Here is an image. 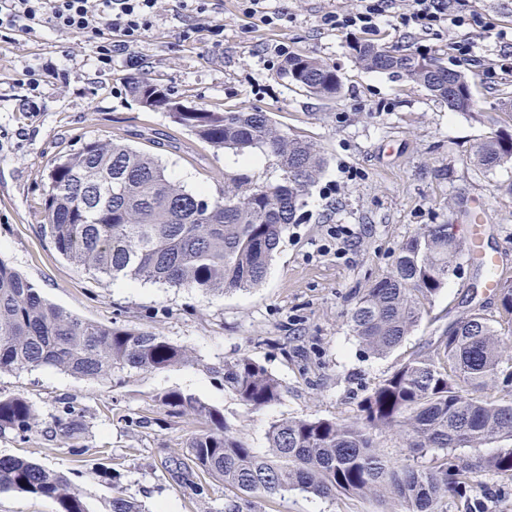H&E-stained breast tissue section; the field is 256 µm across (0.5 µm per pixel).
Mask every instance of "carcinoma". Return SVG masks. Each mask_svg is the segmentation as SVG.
Wrapping results in <instances>:
<instances>
[{
  "label": "carcinoma",
  "mask_w": 512,
  "mask_h": 512,
  "mask_svg": "<svg viewBox=\"0 0 512 512\" xmlns=\"http://www.w3.org/2000/svg\"><path fill=\"white\" fill-rule=\"evenodd\" d=\"M358 65L391 72L427 89L453 110L473 101L464 75L435 54L398 53L371 42L353 46ZM320 97L340 93L337 70L293 55L281 72ZM171 121L198 140L237 155L262 154L278 179L257 184L224 173V192L206 198L174 181L161 160L115 139L90 140L55 163L46 179L43 230L57 252L95 277L133 280L205 293L246 291L267 276L284 231L302 219L305 197L326 165L317 144L291 138L261 110L174 112ZM474 162L487 171L512 164V139L486 138ZM459 244L447 224H427L395 254L350 312L352 331L376 355L401 344L425 303L455 272ZM497 314L470 312L448 326L430 352L402 364L363 400L353 420L284 418L266 432L269 452L244 446L223 413L192 395L169 392L164 406L204 421L188 443L186 476L201 472L233 494L225 512L259 496L268 501L300 489L317 497L372 499L386 512H448L468 499L482 472L512 480V448L487 458L455 456L456 448L512 441V280L496 288ZM187 360L185 349L159 334L86 322L49 303L40 288L0 259V372L53 367L79 378L162 370ZM494 381L500 398H484ZM224 385L252 410L281 397V385L250 357L224 361ZM60 438L79 430L74 410L56 419ZM23 395L0 396V435L36 432ZM399 440V457L377 436ZM53 499L58 512H90L79 491L57 472L19 457H0V492ZM107 512H145L135 499L112 496Z\"/></svg>",
  "instance_id": "1"
}]
</instances>
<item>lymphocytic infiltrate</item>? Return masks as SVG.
Listing matches in <instances>:
<instances>
[{
	"label": "lymphocytic infiltrate",
	"mask_w": 512,
	"mask_h": 512,
	"mask_svg": "<svg viewBox=\"0 0 512 512\" xmlns=\"http://www.w3.org/2000/svg\"><path fill=\"white\" fill-rule=\"evenodd\" d=\"M159 0H0V41L14 35L36 36L43 21L71 34L96 33L97 72L112 67L115 53L136 45L152 27ZM407 29L431 34L464 28L512 42V28H495L472 0H357L355 7L329 11L321 24L344 33L373 31L389 12Z\"/></svg>",
	"instance_id": "lymphocytic-infiltrate-1"
}]
</instances>
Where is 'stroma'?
I'll list each match as a JSON object with an SVG mask.
<instances>
[{"label": "stroma", "mask_w": 512, "mask_h": 512, "mask_svg": "<svg viewBox=\"0 0 512 512\" xmlns=\"http://www.w3.org/2000/svg\"><path fill=\"white\" fill-rule=\"evenodd\" d=\"M354 4L275 0L281 19L270 27L243 18L236 0H212L205 19L162 0L142 41L117 53L105 73L93 65L95 43L87 35L47 24L38 39L0 42V259L80 319L154 331L191 355L184 364L112 379H80L49 367L1 373L0 395L27 397L41 432L0 435V457L63 473L93 512H104L119 490L146 512H224L221 481L181 474L201 421L171 414L162 395L179 391L216 407L248 447L264 452L271 421L353 419L382 379L427 354L448 325L477 309L495 311L478 257L494 255L500 274L512 279V165L488 173L473 154L490 134L512 137V112L502 109L512 98V74L491 76L457 58L448 44L463 38L460 30L412 33L392 18L366 34L321 26L323 13ZM365 41L438 54L466 75L473 110H451L423 87L360 68L352 47ZM278 44L334 66L341 92L317 97L289 85L279 76L282 59L269 53ZM46 60L66 78H45L30 98L23 72ZM133 77L168 87L191 106L268 112L289 136L322 147L327 164L260 287L224 294L138 282L127 287L88 275L44 234V179L56 160L91 139L112 137L153 154L173 180L210 198L220 195L228 171L259 183L277 178L262 155L214 151L166 112L142 108L127 91ZM485 210L491 218L475 252L461 250L456 275L426 303L401 346L385 356L362 347L349 313L390 270L402 243L427 224H448L462 235ZM336 224L353 231L341 254L328 235ZM241 356L279 379V401L255 411L225 387V361ZM68 405L83 417V431L70 446L50 438ZM380 509L372 500H328L295 490L272 502L253 500L247 512ZM451 512H512V481L482 474L470 498Z\"/></svg>", "instance_id": "stroma-1"}]
</instances>
